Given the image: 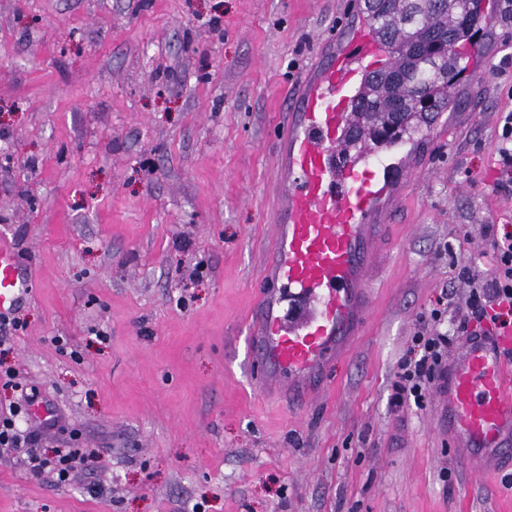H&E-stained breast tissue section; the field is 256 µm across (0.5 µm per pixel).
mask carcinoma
Listing matches in <instances>:
<instances>
[{
  "label": "carcinoma",
  "mask_w": 512,
  "mask_h": 512,
  "mask_svg": "<svg viewBox=\"0 0 512 512\" xmlns=\"http://www.w3.org/2000/svg\"><path fill=\"white\" fill-rule=\"evenodd\" d=\"M377 33L391 55L401 61L416 56L415 67L405 71L398 85L381 91L383 75L365 80L355 104L357 128L373 144L374 126L389 114L403 113L399 129L413 138L455 103L457 77L465 72L464 61L475 47V27L485 21L477 0H365ZM433 101L431 109L420 106L422 97Z\"/></svg>",
  "instance_id": "cac0c4a2"
}]
</instances>
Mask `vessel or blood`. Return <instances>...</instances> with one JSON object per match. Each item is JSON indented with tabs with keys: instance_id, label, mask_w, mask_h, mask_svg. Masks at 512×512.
I'll use <instances>...</instances> for the list:
<instances>
[{
	"instance_id": "obj_1",
	"label": "vessel or blood",
	"mask_w": 512,
	"mask_h": 512,
	"mask_svg": "<svg viewBox=\"0 0 512 512\" xmlns=\"http://www.w3.org/2000/svg\"><path fill=\"white\" fill-rule=\"evenodd\" d=\"M319 49L312 74L288 98L277 152L279 187L273 244L257 283L249 338L257 375L294 406L324 390L346 341L372 308L366 282L386 202L414 166L406 142L376 150L349 143L352 106L366 75L397 61L364 19ZM30 291L9 245L0 242V309ZM512 329L468 336L456 349L438 394L466 466L483 469L512 446Z\"/></svg>"
}]
</instances>
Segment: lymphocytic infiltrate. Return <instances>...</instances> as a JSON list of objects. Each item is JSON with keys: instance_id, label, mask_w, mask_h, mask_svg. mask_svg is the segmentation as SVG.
Wrapping results in <instances>:
<instances>
[{"instance_id": "f902f5d3", "label": "lymphocytic infiltrate", "mask_w": 512, "mask_h": 512, "mask_svg": "<svg viewBox=\"0 0 512 512\" xmlns=\"http://www.w3.org/2000/svg\"><path fill=\"white\" fill-rule=\"evenodd\" d=\"M484 256V262H468L459 271L467 291L457 322L446 323L448 306L441 301L419 316L411 344L390 384L392 412L408 405L427 407L448 366V350L458 337L486 336L512 323V233L493 237Z\"/></svg>"}]
</instances>
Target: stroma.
Returning a JSON list of instances; mask_svg holds the SVG:
<instances>
[{"mask_svg": "<svg viewBox=\"0 0 512 512\" xmlns=\"http://www.w3.org/2000/svg\"><path fill=\"white\" fill-rule=\"evenodd\" d=\"M353 2L0 0V241L33 284L0 323V370L59 418L44 434L20 412L35 442L0 447V512H512V459L477 474L437 405L387 402L418 316L484 225H512L503 0L458 83L478 117L441 114L388 202L375 312L330 397L295 409L250 373L289 89ZM64 449L72 482L31 472ZM502 128L499 134L498 166L501 175L511 178L512 175V113L507 112L502 117Z\"/></svg>", "mask_w": 512, "mask_h": 512, "instance_id": "1", "label": "stroma"}]
</instances>
